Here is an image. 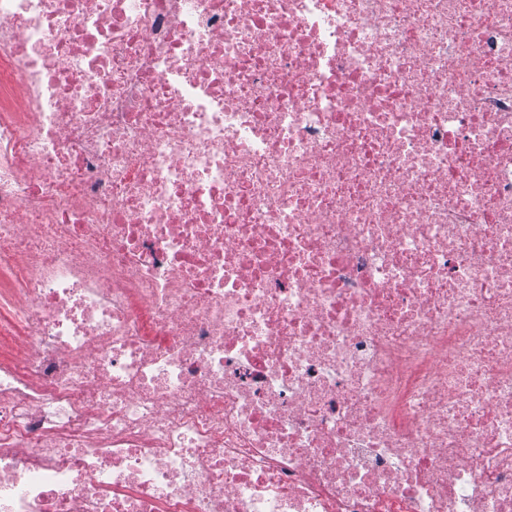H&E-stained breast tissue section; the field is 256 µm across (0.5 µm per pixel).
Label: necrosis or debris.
<instances>
[{
  "label": "necrosis or debris",
  "mask_w": 512,
  "mask_h": 512,
  "mask_svg": "<svg viewBox=\"0 0 512 512\" xmlns=\"http://www.w3.org/2000/svg\"><path fill=\"white\" fill-rule=\"evenodd\" d=\"M0 512H512V0H0Z\"/></svg>",
  "instance_id": "1"
}]
</instances>
